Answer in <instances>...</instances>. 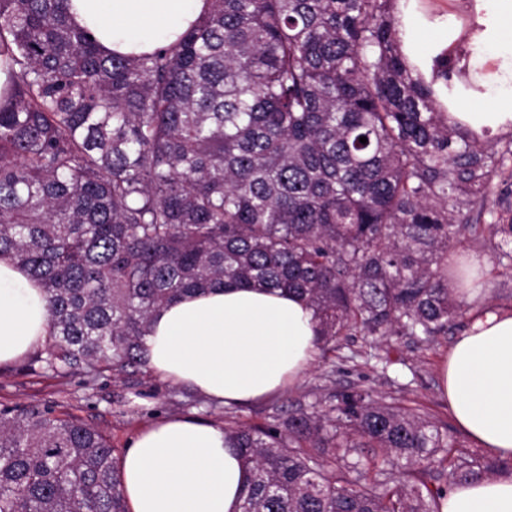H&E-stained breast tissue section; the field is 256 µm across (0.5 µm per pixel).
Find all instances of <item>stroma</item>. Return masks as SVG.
<instances>
[{
	"mask_svg": "<svg viewBox=\"0 0 512 512\" xmlns=\"http://www.w3.org/2000/svg\"><path fill=\"white\" fill-rule=\"evenodd\" d=\"M465 324V318H457L447 335L430 344L405 336L356 337L334 351L317 354L297 385L246 406L213 403L160 381L146 367L134 373H107L88 386L79 377L29 371L23 359L0 366V403L54 406L57 412L95 427L123 453L141 428L165 417L190 415L221 426L261 425L270 414L285 419L297 410H311L319 399L359 385L379 396L402 398L405 405L447 425L458 448L475 453L478 445L454 424L439 391L441 366Z\"/></svg>",
	"mask_w": 512,
	"mask_h": 512,
	"instance_id": "obj_1",
	"label": "stroma"
}]
</instances>
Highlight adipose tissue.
<instances>
[{
	"label": "adipose tissue",
	"mask_w": 512,
	"mask_h": 512,
	"mask_svg": "<svg viewBox=\"0 0 512 512\" xmlns=\"http://www.w3.org/2000/svg\"><path fill=\"white\" fill-rule=\"evenodd\" d=\"M430 19L399 0L398 36L449 117L481 137L512 131V0H462ZM206 0H71L72 21L108 53L138 55L174 43ZM310 306L295 293L224 285L164 306L144 338L160 380L217 403L286 390L318 351ZM47 300L16 261L0 258V365L44 346ZM456 424L496 459L512 462V307L476 309L441 369ZM130 512H239L249 479L222 426L191 416L140 431L121 460ZM441 512H512V474L454 486Z\"/></svg>",
	"instance_id": "adipose-tissue-1"
}]
</instances>
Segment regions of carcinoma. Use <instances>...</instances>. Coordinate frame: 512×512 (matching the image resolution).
<instances>
[{
    "instance_id": "carcinoma-1",
    "label": "carcinoma",
    "mask_w": 512,
    "mask_h": 512,
    "mask_svg": "<svg viewBox=\"0 0 512 512\" xmlns=\"http://www.w3.org/2000/svg\"><path fill=\"white\" fill-rule=\"evenodd\" d=\"M208 2L176 43L109 56L70 0H0V257L50 316L30 369L145 366L154 313L226 281L303 296L323 350L447 335L471 307L448 251L512 271V135L448 122L393 0ZM335 400L224 428L240 512H440L497 472L396 397ZM0 512H127L120 457L50 405L0 403Z\"/></svg>"
}]
</instances>
